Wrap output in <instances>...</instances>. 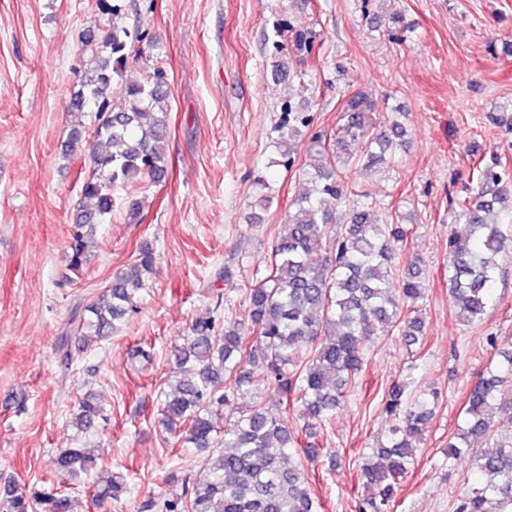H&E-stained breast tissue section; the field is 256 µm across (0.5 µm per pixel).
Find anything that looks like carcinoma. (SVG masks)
Masks as SVG:
<instances>
[{
    "instance_id": "carcinoma-1",
    "label": "carcinoma",
    "mask_w": 512,
    "mask_h": 512,
    "mask_svg": "<svg viewBox=\"0 0 512 512\" xmlns=\"http://www.w3.org/2000/svg\"><path fill=\"white\" fill-rule=\"evenodd\" d=\"M109 25L84 35L91 68L74 93L70 109L79 119L94 112L98 123L89 148L91 171L81 185L82 200L72 217L69 267L83 270L100 225L122 202L131 218L140 215L135 187L144 178L167 172V71L156 66L143 82H120L131 41H150L147 34L110 24L120 11L116 0H97ZM294 32L291 48L276 47L274 75H303L305 57L319 51V34L304 23L285 22ZM117 90V101L110 92ZM368 99L356 94L344 105L343 135H310L314 163L307 172L311 189L291 205L272 246L269 265L247 289V316L193 321L183 341L170 349L182 379L175 394L165 397L163 424L177 433L182 448H214L217 462L187 485L185 495L167 500L163 512H320L307 480V469L319 455L314 439L326 429L336 409L363 371L368 344L396 331L411 345L425 340V324L413 305L425 288L419 257L399 272L396 249L408 241L410 227L373 202L348 199L349 166L366 168L386 162V153L405 142L397 119L381 128L373 124ZM311 115L281 108L276 128L281 163L295 162L294 137L310 128ZM361 144L350 153L351 142ZM499 162L479 170L468 196L454 202V223L467 233L448 237V290L458 319L473 324L484 318L499 271L498 258L512 249L501 230L499 213L512 217V184L504 182ZM151 249L139 252L137 273L119 276L102 297L76 316L83 343L105 341L136 308L142 275L151 273ZM487 345L500 360L477 376L466 400L463 426L448 442V458L471 451V442L490 433L494 418L512 427V398L502 392L512 382V348L504 350L496 336ZM262 371L278 397V406L264 402L236 407L235 400L252 390L254 370ZM299 408L302 429L288 425L287 408ZM389 417L358 473L364 493L355 497V512H394L400 481L417 463V445L433 415L434 402L411 394L406 383L390 385L383 398ZM77 434H94L104 408L92 392L73 406ZM485 476L461 492L453 512H512V440H497L475 456ZM55 471L75 480L95 476L99 501L118 500L126 492L123 474L96 475L98 456L85 443L63 448L53 460ZM48 512H73L64 493L50 496ZM3 512H33V503L16 486L0 495Z\"/></svg>"
}]
</instances>
